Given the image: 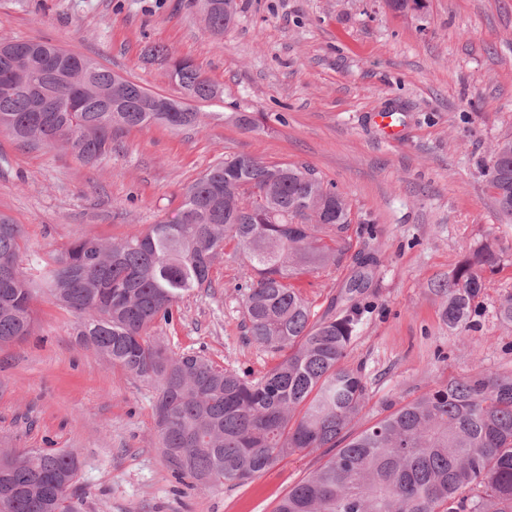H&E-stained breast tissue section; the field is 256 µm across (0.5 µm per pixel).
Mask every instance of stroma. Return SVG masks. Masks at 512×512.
<instances>
[{
	"label": "stroma",
	"instance_id": "35a3bbf8",
	"mask_svg": "<svg viewBox=\"0 0 512 512\" xmlns=\"http://www.w3.org/2000/svg\"><path fill=\"white\" fill-rule=\"evenodd\" d=\"M223 37L192 0H0V41L48 39L145 88L174 94L171 59L193 60L219 98L196 103L199 126L120 132L112 155L78 161L0 133V213L22 225L29 250L78 237L105 242L177 215L184 190L225 156L314 167L372 235L351 234L337 273L296 284L323 313L341 298L360 250L383 258L344 364L360 371L363 429L424 392L484 369L512 374V217L489 184L491 142L512 135V0H428L402 15L386 0H235ZM165 55L146 56L151 46ZM402 126L386 140L372 122ZM254 115L246 130L236 113ZM493 239L501 261L484 273L468 344L439 317L431 280ZM212 285L186 295L153 335L254 378L278 353L247 341L243 261L225 250ZM26 341L0 347V448H61L80 456L82 512H275L325 461L295 453L243 485L177 484L154 446L155 391L81 345L73 316L45 295Z\"/></svg>",
	"mask_w": 512,
	"mask_h": 512
}]
</instances>
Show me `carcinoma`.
<instances>
[{
    "mask_svg": "<svg viewBox=\"0 0 512 512\" xmlns=\"http://www.w3.org/2000/svg\"><path fill=\"white\" fill-rule=\"evenodd\" d=\"M204 28L224 34L234 0H193ZM181 93L174 112L99 61L49 40L0 43V132L25 144L62 145L79 161L112 155L125 128L193 127L185 100L221 91L190 60L172 63ZM488 176L512 217V136L490 149ZM351 206L307 165L237 154L209 166L181 210L140 235L110 244L78 238L29 251L22 225L0 214V346L33 334L41 292L76 319L79 342L156 391V447L177 479L194 487L244 484L297 450L330 458L288 490L276 512H512V375L479 371L425 392L351 437L367 390L342 361L362 322L360 296L382 262L359 252L347 303L317 315L291 280L333 275L345 255ZM228 246L244 255V327L280 354L246 379L195 353L177 354L151 335L186 295L211 284ZM501 251L482 243L430 284L440 318L466 341ZM80 461L56 448H0V498L9 512H79Z\"/></svg>",
    "mask_w": 512,
    "mask_h": 512,
    "instance_id": "carcinoma-1",
    "label": "carcinoma"
}]
</instances>
